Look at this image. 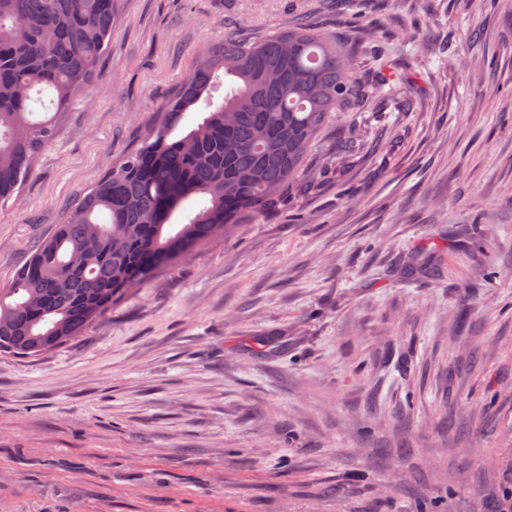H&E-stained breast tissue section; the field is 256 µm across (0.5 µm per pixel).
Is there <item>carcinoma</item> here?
Listing matches in <instances>:
<instances>
[{
  "instance_id": "obj_1",
  "label": "carcinoma",
  "mask_w": 512,
  "mask_h": 512,
  "mask_svg": "<svg viewBox=\"0 0 512 512\" xmlns=\"http://www.w3.org/2000/svg\"><path fill=\"white\" fill-rule=\"evenodd\" d=\"M119 7V0H0V205L55 142L59 117L88 94ZM221 78L232 87L215 101L209 91ZM413 83L380 79L397 97ZM36 89L49 91L51 116L35 118ZM368 93L350 53L304 22L200 47L153 123L65 208L0 289V354L66 344L134 287L231 226L276 209L335 113L357 109ZM200 103L206 116L173 138ZM196 198L203 205L188 221L171 223Z\"/></svg>"
}]
</instances>
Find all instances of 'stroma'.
<instances>
[{"label": "stroma", "instance_id": "1", "mask_svg": "<svg viewBox=\"0 0 512 512\" xmlns=\"http://www.w3.org/2000/svg\"><path fill=\"white\" fill-rule=\"evenodd\" d=\"M355 48L311 186L87 332L0 355V512H500L512 498V0H121L91 93L0 207V288L200 46ZM414 71L398 105L379 67ZM361 141L336 159L345 137ZM424 250L434 275L406 277Z\"/></svg>", "mask_w": 512, "mask_h": 512}]
</instances>
